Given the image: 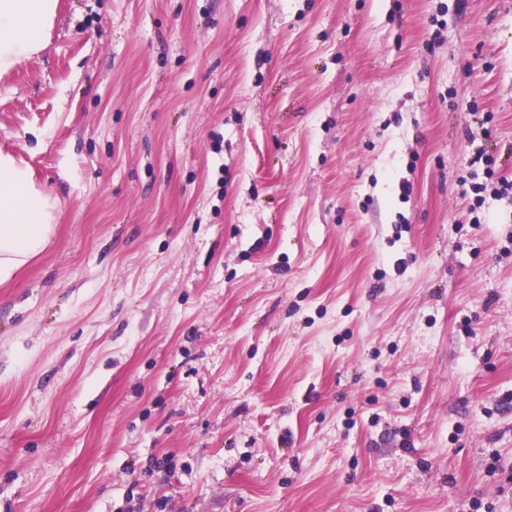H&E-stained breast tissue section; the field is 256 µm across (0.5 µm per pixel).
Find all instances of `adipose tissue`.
Returning <instances> with one entry per match:
<instances>
[{
	"mask_svg": "<svg viewBox=\"0 0 512 512\" xmlns=\"http://www.w3.org/2000/svg\"><path fill=\"white\" fill-rule=\"evenodd\" d=\"M58 0H0V77L44 47ZM58 204L14 155L0 151V283L10 281L50 244Z\"/></svg>",
	"mask_w": 512,
	"mask_h": 512,
	"instance_id": "ef3b65f1",
	"label": "adipose tissue"
}]
</instances>
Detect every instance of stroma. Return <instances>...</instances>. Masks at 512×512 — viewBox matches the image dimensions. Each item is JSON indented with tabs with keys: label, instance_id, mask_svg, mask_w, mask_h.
<instances>
[{
	"label": "stroma",
	"instance_id": "stroma-1",
	"mask_svg": "<svg viewBox=\"0 0 512 512\" xmlns=\"http://www.w3.org/2000/svg\"><path fill=\"white\" fill-rule=\"evenodd\" d=\"M0 150V512H512V0H59ZM57 210L56 199L35 185L28 166L0 150V283L50 244Z\"/></svg>",
	"mask_w": 512,
	"mask_h": 512
}]
</instances>
